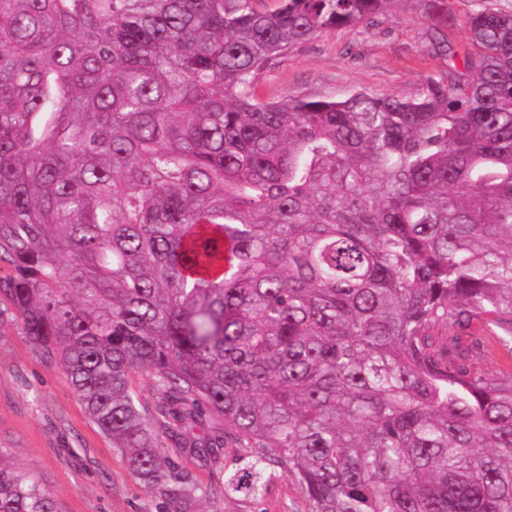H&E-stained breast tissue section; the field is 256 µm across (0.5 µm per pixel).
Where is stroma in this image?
I'll return each mask as SVG.
<instances>
[{"mask_svg":"<svg viewBox=\"0 0 512 512\" xmlns=\"http://www.w3.org/2000/svg\"><path fill=\"white\" fill-rule=\"evenodd\" d=\"M427 0H394L374 22L331 29L288 51L259 78V97L285 93L342 97L363 89L376 95L415 94L426 79L442 77L448 58L434 49ZM0 447L34 473L55 512H163L131 472L120 451L86 414L64 370L29 338L21 317L0 296ZM163 453L198 481L216 484L240 457L232 441L207 459L164 442ZM179 512H308L300 488L276 477L259 500L215 495Z\"/></svg>","mask_w":512,"mask_h":512,"instance_id":"obj_1","label":"stroma"}]
</instances>
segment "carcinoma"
I'll return each instance as SVG.
<instances>
[{
	"label": "carcinoma",
	"instance_id": "1",
	"mask_svg": "<svg viewBox=\"0 0 512 512\" xmlns=\"http://www.w3.org/2000/svg\"><path fill=\"white\" fill-rule=\"evenodd\" d=\"M257 2L0 0V291L173 506L280 474L309 512H512V374L437 333L512 349V11L412 96L264 100L392 0ZM165 437L243 454L217 489ZM8 457L0 512H54Z\"/></svg>",
	"mask_w": 512,
	"mask_h": 512
}]
</instances>
